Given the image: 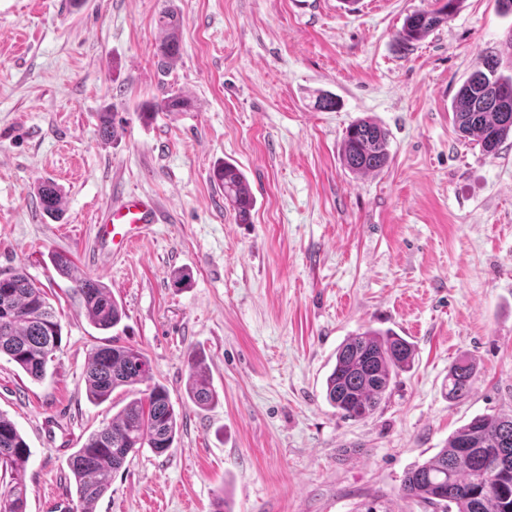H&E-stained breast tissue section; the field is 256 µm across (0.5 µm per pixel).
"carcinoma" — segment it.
<instances>
[{"mask_svg":"<svg viewBox=\"0 0 512 512\" xmlns=\"http://www.w3.org/2000/svg\"><path fill=\"white\" fill-rule=\"evenodd\" d=\"M460 0H445L432 11L407 16L396 40L402 46L418 41L450 19ZM156 44L158 65L169 68L181 57L180 20L172 10L159 14ZM499 60L485 55L477 69L461 85L451 101L452 121L458 132L476 141L483 152L497 154L512 136V112H504L498 96L508 94L512 104V76L498 72ZM191 98L177 90H165L157 101L144 104L145 118L162 112H187ZM98 134L104 141L115 134L114 113L98 114ZM342 160L356 174L385 167L390 160L389 134L377 123L362 119L345 133ZM224 190V200L240 224L251 223L255 200L250 184L235 164L224 161L213 170ZM43 213L63 214L61 189L52 181L37 186ZM74 292L80 298L92 325L109 331L126 317L125 309L100 279L73 276ZM62 327L45 291L24 268L0 274V356L6 355L31 379L45 378L49 362L60 348ZM415 360L412 343L393 332L367 329L349 337L337 350L336 362L326 378L325 398L345 419L363 420L377 410L396 376L410 369ZM476 367L460 360L448 369V396L467 397ZM149 358L140 349L117 342L92 350L85 371L87 393L101 403L122 388L133 395L112 419L90 433L81 448L69 458L78 512H94L109 487L111 474L121 469L129 456L143 447L162 455L179 432L168 388L152 382ZM147 384V390L138 386ZM186 394L198 408L218 401L203 361H188ZM31 450L16 424L0 413V465L9 470L12 482L0 493V512H27L23 481ZM406 497L424 503L435 512H512V413L478 415L455 430L446 446L427 461L409 469L403 478Z\"/></svg>","mask_w":512,"mask_h":512,"instance_id":"carcinoma-1","label":"carcinoma"}]
</instances>
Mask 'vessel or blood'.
<instances>
[{
  "instance_id": "vessel-or-blood-1",
  "label": "vessel or blood",
  "mask_w": 512,
  "mask_h": 512,
  "mask_svg": "<svg viewBox=\"0 0 512 512\" xmlns=\"http://www.w3.org/2000/svg\"><path fill=\"white\" fill-rule=\"evenodd\" d=\"M157 221L158 207L152 200L136 193L123 195L98 226L100 245L112 252L127 248Z\"/></svg>"
}]
</instances>
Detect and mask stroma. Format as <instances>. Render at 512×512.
<instances>
[{
  "instance_id": "1",
  "label": "stroma",
  "mask_w": 512,
  "mask_h": 512,
  "mask_svg": "<svg viewBox=\"0 0 512 512\" xmlns=\"http://www.w3.org/2000/svg\"><path fill=\"white\" fill-rule=\"evenodd\" d=\"M443 2L0 0V272L24 267L62 325L43 380L0 356V413L32 452L28 512H76L68 460L124 404L86 393L89 355L113 339L147 354L181 418L173 448L129 458L96 512H215L222 498L231 512H432L404 496L406 471L473 417L512 412V139L485 154L450 110L479 57L512 73V15L461 0L424 39L395 41L407 15ZM165 9L182 56L163 73ZM169 88L191 110L143 120ZM321 93L335 111L315 108ZM361 119L388 130L391 156L363 176L342 162ZM224 160L248 178L251 223L212 179ZM47 180L64 196L58 220L39 207ZM129 192L161 221L100 255L98 218ZM54 251L111 288L117 329L91 325ZM368 329L412 342L415 363L372 416L347 420L325 380ZM192 352L219 394L208 409L185 395ZM461 358L477 374L452 400ZM476 367L469 360H460L448 369V396L453 400L467 397L472 389Z\"/></svg>"
}]
</instances>
